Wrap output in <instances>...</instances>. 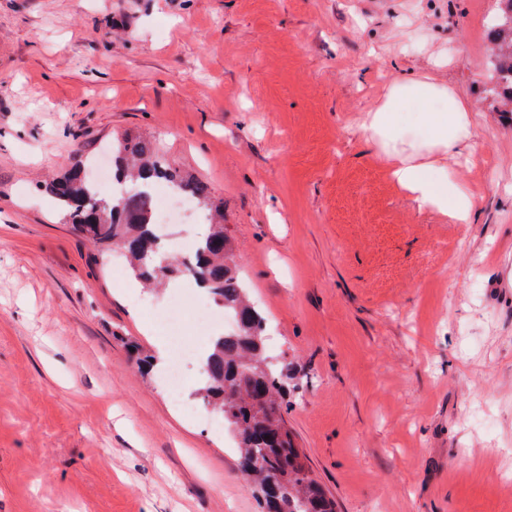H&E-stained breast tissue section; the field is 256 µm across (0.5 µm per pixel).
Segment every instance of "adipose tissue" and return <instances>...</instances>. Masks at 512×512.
Returning a JSON list of instances; mask_svg holds the SVG:
<instances>
[{"mask_svg":"<svg viewBox=\"0 0 512 512\" xmlns=\"http://www.w3.org/2000/svg\"><path fill=\"white\" fill-rule=\"evenodd\" d=\"M413 122H405V113ZM360 127L382 149L390 174L414 204L457 224L471 223L474 195L463 189L442 157L473 153L479 131L466 98L422 75L388 88L365 112Z\"/></svg>","mask_w":512,"mask_h":512,"instance_id":"adipose-tissue-1","label":"adipose tissue"}]
</instances>
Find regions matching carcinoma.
<instances>
[{
  "mask_svg": "<svg viewBox=\"0 0 512 512\" xmlns=\"http://www.w3.org/2000/svg\"><path fill=\"white\" fill-rule=\"evenodd\" d=\"M498 2L491 24L497 61L490 92L512 112V92L502 88L504 73L512 75V0ZM157 184L175 187L210 216L211 230L197 243V260L166 253L153 221L152 190ZM112 186L116 190L104 192L83 170L74 169L47 184L45 191L101 258L122 251L133 277L149 284L191 277L233 316L234 332L212 339L197 394L221 412L233 432L243 475L265 490L264 512H335V502L294 448L282 407L288 368L268 361L265 318L247 296L222 206L212 200L205 183L182 175L151 141L138 135L125 134L113 142Z\"/></svg>",
  "mask_w": 512,
  "mask_h": 512,
  "instance_id": "1",
  "label": "carcinoma"
}]
</instances>
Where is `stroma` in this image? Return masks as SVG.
Returning <instances> with one entry per match:
<instances>
[{
	"label": "stroma",
	"instance_id": "1",
	"mask_svg": "<svg viewBox=\"0 0 512 512\" xmlns=\"http://www.w3.org/2000/svg\"><path fill=\"white\" fill-rule=\"evenodd\" d=\"M496 0H0V512H261L221 415L155 355L168 290L95 261L46 194L126 133L224 203L337 512H512V114ZM432 75L481 131L418 210L358 126ZM497 1L499 2V12L491 24L493 34L491 42L495 47L497 61L490 92L500 99L505 107L502 112H512V90L506 94L502 88L505 71L510 74L512 79V0Z\"/></svg>",
	"mask_w": 512,
	"mask_h": 512
}]
</instances>
